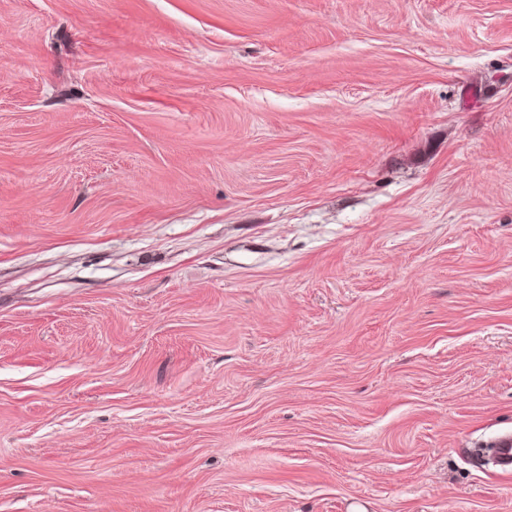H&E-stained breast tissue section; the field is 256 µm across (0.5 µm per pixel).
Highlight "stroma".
<instances>
[{
  "label": "stroma",
  "mask_w": 512,
  "mask_h": 512,
  "mask_svg": "<svg viewBox=\"0 0 512 512\" xmlns=\"http://www.w3.org/2000/svg\"><path fill=\"white\" fill-rule=\"evenodd\" d=\"M512 0H0V512H512Z\"/></svg>",
  "instance_id": "stroma-1"
}]
</instances>
